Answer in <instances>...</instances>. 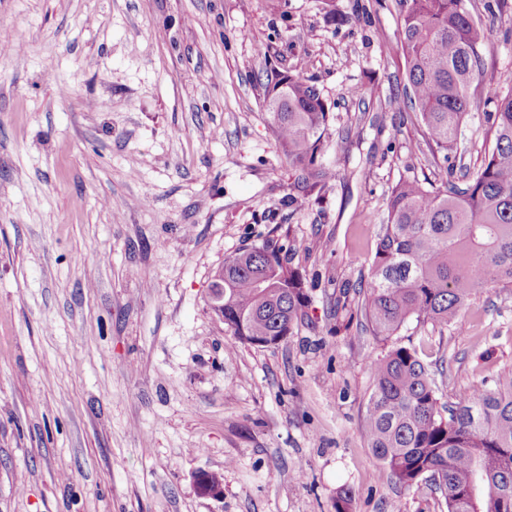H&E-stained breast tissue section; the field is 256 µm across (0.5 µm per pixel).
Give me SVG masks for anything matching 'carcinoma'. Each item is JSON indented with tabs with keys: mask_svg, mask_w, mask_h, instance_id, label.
<instances>
[{
	"mask_svg": "<svg viewBox=\"0 0 512 512\" xmlns=\"http://www.w3.org/2000/svg\"><path fill=\"white\" fill-rule=\"evenodd\" d=\"M400 23L406 89L436 147L451 150L476 109L487 30L466 0H404ZM267 119L304 188L329 175L320 161L329 112L319 88L281 72L262 84ZM494 147L473 172L429 190H392L368 283L365 315L384 340L407 323L455 327L471 295L512 287V89L488 113ZM268 241L224 259V329L229 346L274 344L293 333L308 297L302 277ZM374 383L367 445L384 471L410 486L432 480L448 512H512V369L475 382L448 406L417 353L394 346L369 362Z\"/></svg>",
	"mask_w": 512,
	"mask_h": 512,
	"instance_id": "obj_1",
	"label": "carcinoma"
}]
</instances>
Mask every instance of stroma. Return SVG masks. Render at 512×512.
<instances>
[{"instance_id": "obj_1", "label": "stroma", "mask_w": 512, "mask_h": 512, "mask_svg": "<svg viewBox=\"0 0 512 512\" xmlns=\"http://www.w3.org/2000/svg\"><path fill=\"white\" fill-rule=\"evenodd\" d=\"M400 0H0V512H447L383 472L363 423L371 357L416 350L443 401L512 367V288L462 329L372 335L366 284L397 182L441 186L493 143L512 0L449 155L403 96ZM302 66L329 112L304 206L261 82ZM362 96H351L353 87ZM287 244L309 302L273 347L228 348L225 257ZM223 476L221 494L197 474Z\"/></svg>"}]
</instances>
